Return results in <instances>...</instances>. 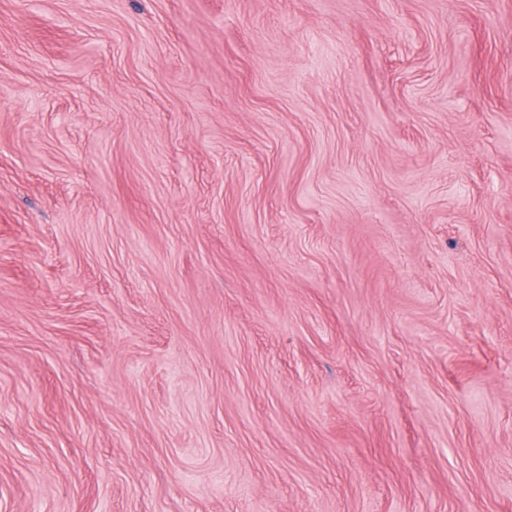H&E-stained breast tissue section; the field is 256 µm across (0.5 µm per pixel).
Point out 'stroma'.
Returning <instances> with one entry per match:
<instances>
[{
  "label": "stroma",
  "instance_id": "obj_1",
  "mask_svg": "<svg viewBox=\"0 0 512 512\" xmlns=\"http://www.w3.org/2000/svg\"><path fill=\"white\" fill-rule=\"evenodd\" d=\"M0 512H512V0H0Z\"/></svg>",
  "mask_w": 512,
  "mask_h": 512
}]
</instances>
